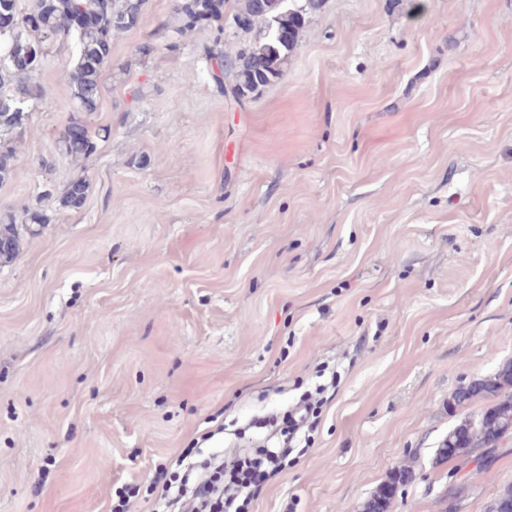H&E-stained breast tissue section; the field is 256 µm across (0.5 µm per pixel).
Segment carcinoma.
Listing matches in <instances>:
<instances>
[{
    "instance_id": "1",
    "label": "carcinoma",
    "mask_w": 512,
    "mask_h": 512,
    "mask_svg": "<svg viewBox=\"0 0 512 512\" xmlns=\"http://www.w3.org/2000/svg\"><path fill=\"white\" fill-rule=\"evenodd\" d=\"M145 0H29L21 8L19 0H0V10L13 12L23 28L14 39L0 33V182L10 177L16 150L11 142L22 133L33 101L40 94L36 78L47 47L72 40L74 20L87 16L93 24L82 35L74 65L66 70L74 109L56 139V149L81 163L97 149L98 135L91 133L87 116L98 107L100 71L112 56V37L135 28ZM322 0H241L237 21L247 29L258 28L256 41L242 49L231 62L235 72L234 91L255 93L280 79L288 56L296 46L306 16L319 9ZM174 32L184 34L202 24L223 19L224 10L216 0H175ZM89 182L84 175L66 186L60 203L79 208L86 201ZM0 262L9 260L21 245V233L11 212L0 213ZM495 403L477 418H463L438 448L440 461L483 458L481 450L501 447V440L512 436V367L498 371L493 378L459 391L449 408L483 397ZM409 471L395 470L365 502L363 512H389L400 485Z\"/></svg>"
}]
</instances>
